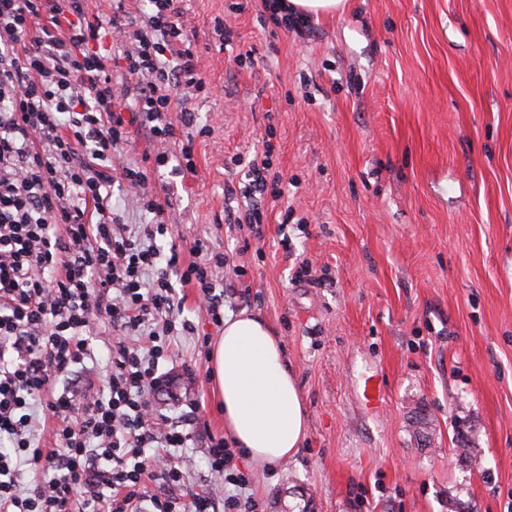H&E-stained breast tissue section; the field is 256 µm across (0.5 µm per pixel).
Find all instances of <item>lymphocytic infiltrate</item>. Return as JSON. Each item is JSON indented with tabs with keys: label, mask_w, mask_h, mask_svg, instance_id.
Returning a JSON list of instances; mask_svg holds the SVG:
<instances>
[{
	"label": "lymphocytic infiltrate",
	"mask_w": 512,
	"mask_h": 512,
	"mask_svg": "<svg viewBox=\"0 0 512 512\" xmlns=\"http://www.w3.org/2000/svg\"><path fill=\"white\" fill-rule=\"evenodd\" d=\"M149 3V29L124 56L130 96L114 89L103 46L125 23L89 14L87 0H0V438L11 443L0 453V512H215L212 498L185 495L188 466L173 457L190 436L155 393L173 336L195 330L176 317L177 285H194L199 310L223 323L226 257L197 239L195 261L182 263L166 240L171 211L143 192L147 169L112 165L136 125L196 170L192 135L176 133L191 120H171L168 88L205 84L179 0ZM116 180L150 217L139 231L112 213ZM102 315L114 334L110 373L58 390L89 358ZM47 419L54 448L38 439ZM206 456L224 481V512H264L226 438L208 435Z\"/></svg>",
	"instance_id": "f902f5d3"
}]
</instances>
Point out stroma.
I'll return each mask as SVG.
<instances>
[{"instance_id": "stroma-1", "label": "stroma", "mask_w": 512, "mask_h": 512, "mask_svg": "<svg viewBox=\"0 0 512 512\" xmlns=\"http://www.w3.org/2000/svg\"><path fill=\"white\" fill-rule=\"evenodd\" d=\"M235 2L181 4L205 82L187 104L207 130L195 173L154 171L161 146L135 128L112 161L149 169L173 240L225 254V315L282 340L306 437L274 465L237 453L250 493L266 512H507L512 0H350L296 30L272 0ZM238 157L281 176L252 226L224 219ZM177 293L195 333L175 337L158 407L192 438L188 492L219 502L204 448L224 405L199 340L223 329L197 316V288Z\"/></svg>"}]
</instances>
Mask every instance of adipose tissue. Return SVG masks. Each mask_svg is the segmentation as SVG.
Instances as JSON below:
<instances>
[{"label":"adipose tissue","mask_w":512,"mask_h":512,"mask_svg":"<svg viewBox=\"0 0 512 512\" xmlns=\"http://www.w3.org/2000/svg\"><path fill=\"white\" fill-rule=\"evenodd\" d=\"M210 362L236 447L260 463L293 457L306 436V415L279 336L253 314L225 320Z\"/></svg>","instance_id":"ef3b65f1"}]
</instances>
